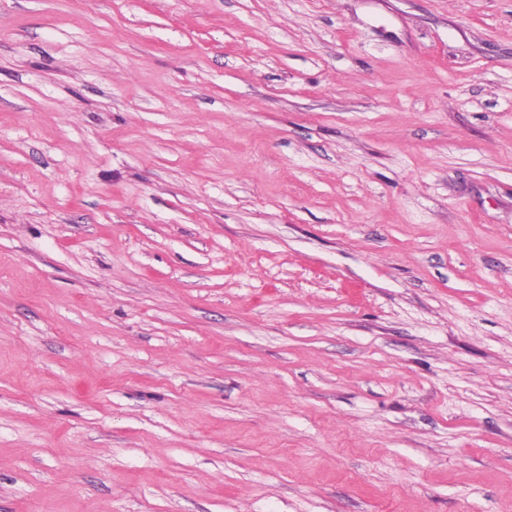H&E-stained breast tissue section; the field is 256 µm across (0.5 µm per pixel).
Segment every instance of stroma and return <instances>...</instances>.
I'll return each instance as SVG.
<instances>
[{
	"instance_id": "1",
	"label": "stroma",
	"mask_w": 512,
	"mask_h": 512,
	"mask_svg": "<svg viewBox=\"0 0 512 512\" xmlns=\"http://www.w3.org/2000/svg\"><path fill=\"white\" fill-rule=\"evenodd\" d=\"M0 512H512V0H0Z\"/></svg>"
}]
</instances>
